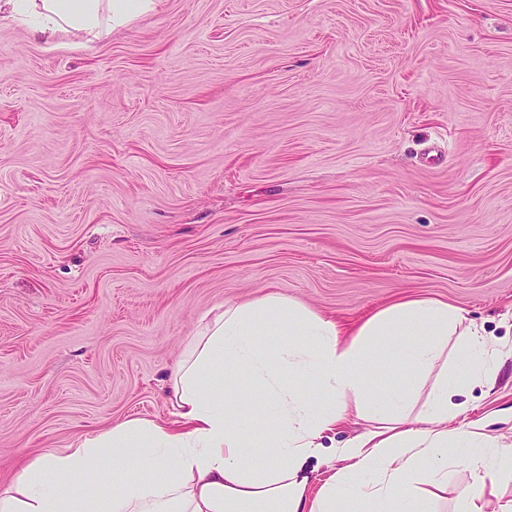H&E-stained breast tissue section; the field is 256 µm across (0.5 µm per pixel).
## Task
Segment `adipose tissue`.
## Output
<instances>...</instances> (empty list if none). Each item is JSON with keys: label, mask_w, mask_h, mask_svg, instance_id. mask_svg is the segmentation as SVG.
<instances>
[{"label": "adipose tissue", "mask_w": 512, "mask_h": 512, "mask_svg": "<svg viewBox=\"0 0 512 512\" xmlns=\"http://www.w3.org/2000/svg\"><path fill=\"white\" fill-rule=\"evenodd\" d=\"M159 2L0 0V23H32L47 41L61 33L103 39ZM283 326L287 340L260 342L262 332ZM452 338L460 355L451 367ZM385 355L408 380L380 395L367 376ZM494 370L482 328L434 299L397 301L348 339L334 320L280 294L227 304L187 341L169 374L173 423L133 418L37 456L0 490V512H347L355 501L369 512H430L452 451L473 475L462 490L466 512H504L493 506L487 479L498 465L512 467V448L490 446L478 427L448 425L465 408L461 396ZM221 373L257 386L260 437L241 427L231 393L210 387L209 377ZM303 378L315 380V393L300 388ZM351 419L371 426L333 449L338 468L313 487L308 461L321 456L327 432ZM257 445L265 450L260 461L248 453ZM107 454L135 478L104 495L61 490L67 477L95 474Z\"/></svg>", "instance_id": "ef3b65f1"}]
</instances>
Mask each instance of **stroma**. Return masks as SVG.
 <instances>
[{"instance_id":"obj_1","label":"stroma","mask_w":512,"mask_h":512,"mask_svg":"<svg viewBox=\"0 0 512 512\" xmlns=\"http://www.w3.org/2000/svg\"><path fill=\"white\" fill-rule=\"evenodd\" d=\"M434 298L498 351L512 445V0H164L102 41L0 25V487L168 420L200 321Z\"/></svg>"}]
</instances>
